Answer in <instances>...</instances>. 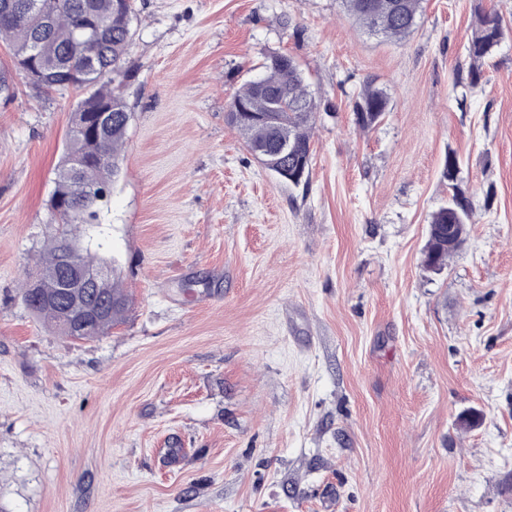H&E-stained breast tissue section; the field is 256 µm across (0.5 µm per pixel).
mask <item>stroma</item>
I'll return each instance as SVG.
<instances>
[{"label":"stroma","mask_w":512,"mask_h":512,"mask_svg":"<svg viewBox=\"0 0 512 512\" xmlns=\"http://www.w3.org/2000/svg\"><path fill=\"white\" fill-rule=\"evenodd\" d=\"M478 4L512 20L425 0L397 44L339 0H136L122 173L79 234L130 306L91 341L18 295L83 94L28 85L0 43L5 512H512V34L462 96ZM273 52L321 104L299 187L226 118ZM371 79L391 111L364 131ZM450 154L474 216L434 274Z\"/></svg>","instance_id":"1"}]
</instances>
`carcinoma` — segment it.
I'll list each match as a JSON object with an SVG mask.
<instances>
[{
  "mask_svg": "<svg viewBox=\"0 0 512 512\" xmlns=\"http://www.w3.org/2000/svg\"><path fill=\"white\" fill-rule=\"evenodd\" d=\"M30 0H0V40L12 50L14 62L27 60L45 72L43 88L56 90L68 81V73L59 65L68 62L79 70L87 57L95 59L96 69L84 74L82 83L88 96L78 103L71 116L65 155H79L89 160L81 174L84 189L76 188L59 167L52 199L53 220L67 225L59 236L50 239L38 268L63 271L62 252L75 241L79 226L98 220L111 194L112 185L121 173V156L126 144L130 112H112V134L98 136L87 131L89 118L84 107L91 102L122 98L114 81L124 77V67L133 38L135 17L133 0H125V9L116 12L112 0H40L48 7L50 22L28 8ZM423 0H341V6L369 34L401 43L414 32L422 12ZM509 27L495 12L475 10V22L466 52L471 62L465 88L479 87L482 66L492 58L504 40ZM263 74L242 85L231 103L241 102L251 111L271 118L264 123L239 122L235 128L244 139L247 150L260 162L275 155L286 171L283 180L295 185L308 179L312 152L310 130L320 102L309 90L298 64L289 55L271 53L262 63ZM391 110L387 92L368 81L353 103L357 125L369 129ZM472 204L455 191L446 204L431 216L424 249L426 269L436 273L448 266V258L465 244L468 224L472 223ZM24 306L46 323L54 333L67 336L62 326L58 305L47 304L42 295L21 288ZM88 304L101 310L98 318L86 326L82 335H107L123 320L129 298L116 274L93 286Z\"/></svg>",
  "mask_w": 512,
  "mask_h": 512,
  "instance_id": "carcinoma-1",
  "label": "carcinoma"
}]
</instances>
